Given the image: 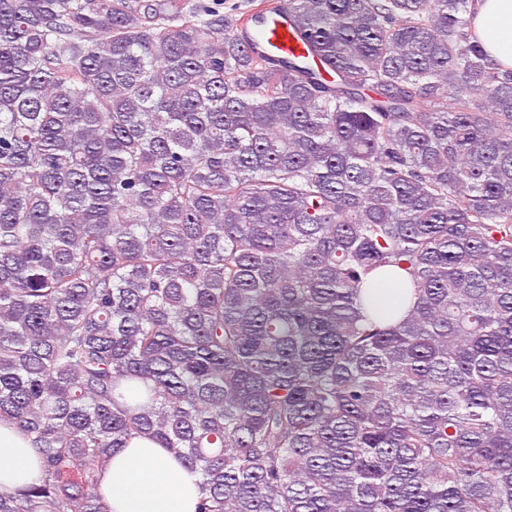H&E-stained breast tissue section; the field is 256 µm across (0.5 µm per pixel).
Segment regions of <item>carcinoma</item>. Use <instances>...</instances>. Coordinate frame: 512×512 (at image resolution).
Listing matches in <instances>:
<instances>
[{"label":"carcinoma","instance_id":"1","mask_svg":"<svg viewBox=\"0 0 512 512\" xmlns=\"http://www.w3.org/2000/svg\"><path fill=\"white\" fill-rule=\"evenodd\" d=\"M0 0V422L109 512L147 438L199 512H512V67L473 0ZM277 10H263L255 26L260 32L258 46L270 58H299L310 68L320 69L319 62L308 54L305 44L296 36L288 20V8L276 0Z\"/></svg>","mask_w":512,"mask_h":512}]
</instances>
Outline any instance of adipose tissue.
<instances>
[{
    "mask_svg": "<svg viewBox=\"0 0 512 512\" xmlns=\"http://www.w3.org/2000/svg\"><path fill=\"white\" fill-rule=\"evenodd\" d=\"M473 26L487 52L512 67V0H475ZM41 467L28 438L0 424V490L38 482ZM197 474L168 449L132 439L101 473L100 489L111 512H197Z\"/></svg>",
    "mask_w": 512,
    "mask_h": 512,
    "instance_id": "ef3b65f1",
    "label": "adipose tissue"
}]
</instances>
